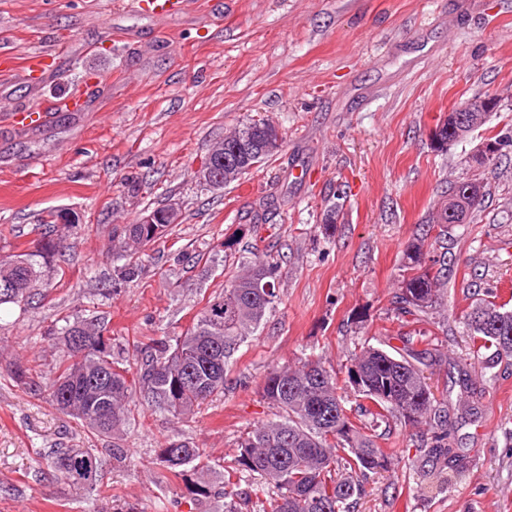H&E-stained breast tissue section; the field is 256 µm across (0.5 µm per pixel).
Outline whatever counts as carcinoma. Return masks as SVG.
<instances>
[{"mask_svg": "<svg viewBox=\"0 0 512 512\" xmlns=\"http://www.w3.org/2000/svg\"><path fill=\"white\" fill-rule=\"evenodd\" d=\"M450 222L445 208L432 213L427 229L408 247L392 296L399 322L401 353L394 356L372 346L354 354L348 381L363 398L350 412L337 392V373L320 360L284 365L268 372L259 393L271 404L274 418L245 430L237 439L238 454L229 466L233 473L256 474L277 489L269 506L254 490L242 489L227 478L213 485L198 481L191 494L224 499L223 512H355L367 480L387 471L392 457L381 448L378 429L392 419L424 425L426 432L411 444L413 464L425 480L440 481L448 470L466 466V456L448 443L444 410L425 381L420 366L434 362L431 348L414 346L413 337L427 335L431 310L444 295L448 259L439 251ZM167 224L112 226V242L127 253L121 281L138 274L134 255L168 231ZM48 249L0 257V283L11 292H0V306L29 304L38 284L50 269ZM280 264L270 256L256 258L225 282L224 292L207 301L194 325L174 338L151 339L136 349V374L115 360L108 338L93 319L77 321L62 329L64 355L57 374L46 384L16 365L14 377L35 395L49 392L61 412L85 423L91 430L116 436L131 424L135 396L148 406L178 420L190 418L207 399L224 393L233 356L254 336L279 295L267 300L257 283L278 281ZM472 341V353L486 369L512 358V310L491 297L478 298L462 315ZM183 347L185 358L171 357ZM455 384L463 398L461 410L472 414L470 393L475 379L465 368H456ZM97 381L110 415L102 419L89 404L87 385ZM157 461L180 473L199 470L201 450L184 440H170L158 449ZM51 467L57 478L77 487L97 485L100 460L91 448H59L52 452Z\"/></svg>", "mask_w": 512, "mask_h": 512, "instance_id": "obj_1", "label": "carcinoma"}]
</instances>
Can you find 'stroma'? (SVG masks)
I'll list each match as a JSON object with an SVG mask.
<instances>
[{
	"label": "stroma",
	"mask_w": 512,
	"mask_h": 512,
	"mask_svg": "<svg viewBox=\"0 0 512 512\" xmlns=\"http://www.w3.org/2000/svg\"><path fill=\"white\" fill-rule=\"evenodd\" d=\"M2 51L14 70L0 74V255L32 250L50 212L80 222L34 302L0 306V512H214L216 500L191 502L187 480L157 464L158 448L192 442L223 472L239 435L274 414L258 394L271 369L319 359L344 370L364 346L400 347V265L441 191L463 178L489 193L443 242L447 296L425 338L441 361L424 373L468 466L429 488L406 453L419 427L392 422L380 445L393 464L357 512H512V364L492 373L472 360L461 318L474 294L512 290V148L477 168L483 134L443 152L433 143L440 118L480 95L501 101L487 132L512 129V0H186L172 18L124 0H0ZM33 55L44 72L23 74ZM32 106L50 110L45 126L11 125L9 110ZM259 119L279 124L283 150L203 189L211 143ZM173 202L181 223L120 282L113 225ZM242 224L259 231L237 236ZM257 250L284 255L280 302L236 353L223 394L185 421L140 406L122 460L111 439L14 380L19 363L53 375L59 330L77 320H98L123 360L180 335ZM457 361L480 384L472 421L456 411ZM52 448L96 449V489L58 481Z\"/></svg>",
	"instance_id": "stroma-1"
}]
</instances>
